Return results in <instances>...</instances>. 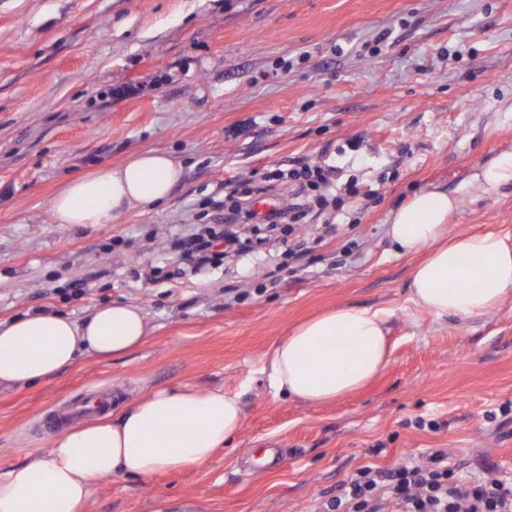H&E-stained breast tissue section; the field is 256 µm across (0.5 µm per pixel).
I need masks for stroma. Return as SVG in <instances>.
<instances>
[{"label":"stroma","instance_id":"obj_1","mask_svg":"<svg viewBox=\"0 0 512 512\" xmlns=\"http://www.w3.org/2000/svg\"><path fill=\"white\" fill-rule=\"evenodd\" d=\"M147 150L183 167L166 201L53 223L65 181ZM511 150L512 0H0V322L80 321L115 301L148 318L127 357L0 386V472L49 447L43 410L106 383L114 417L188 385L240 394L244 426L200 466L93 482L78 512H323L357 468L437 448L466 471L512 469V299L432 318L408 300L422 252L387 235L391 212L437 185L463 192L449 234L512 230L511 188L465 190ZM294 160L356 183L335 235L296 259L269 233L177 276L165 254L184 225ZM338 306L388 312L386 370L332 403L275 396L273 345Z\"/></svg>","mask_w":512,"mask_h":512}]
</instances>
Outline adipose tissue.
Here are the masks:
<instances>
[{
    "label": "adipose tissue",
    "instance_id": "ef3b65f1",
    "mask_svg": "<svg viewBox=\"0 0 512 512\" xmlns=\"http://www.w3.org/2000/svg\"><path fill=\"white\" fill-rule=\"evenodd\" d=\"M183 167L150 150L123 165L102 166L68 180L51 202L54 223L109 224L167 200ZM469 187L483 195L512 187V152L479 167ZM455 193L435 188L392 212L387 234L398 247L425 250L413 270L409 299L436 319L465 320L512 296V232L449 235ZM386 315L340 307L295 326L269 354L274 394L310 404L341 398L388 364ZM147 334L144 310L113 302L76 322L52 313L0 322V385L55 378L85 355L118 357ZM240 396L185 386L152 392L116 419L91 421L55 436L47 451L0 472V512H77L92 482L118 476L179 472L212 459L243 428Z\"/></svg>",
    "mask_w": 512,
    "mask_h": 512
}]
</instances>
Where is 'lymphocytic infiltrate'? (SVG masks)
I'll return each instance as SVG.
<instances>
[{"label": "lymphocytic infiltrate", "mask_w": 512, "mask_h": 512, "mask_svg": "<svg viewBox=\"0 0 512 512\" xmlns=\"http://www.w3.org/2000/svg\"><path fill=\"white\" fill-rule=\"evenodd\" d=\"M287 179L288 190L279 207L261 214L246 198L229 207L225 222L244 220L298 233L312 212L311 192L333 193L335 180L332 171L320 167L288 171ZM240 241L239 235L228 236L222 228L203 225L190 229L173 249L195 270L216 261L221 252L237 251ZM327 507L328 512H512V476H499L489 466L483 478L460 479L449 468L447 454L437 450L420 463L390 469L359 467Z\"/></svg>", "instance_id": "obj_1"}]
</instances>
